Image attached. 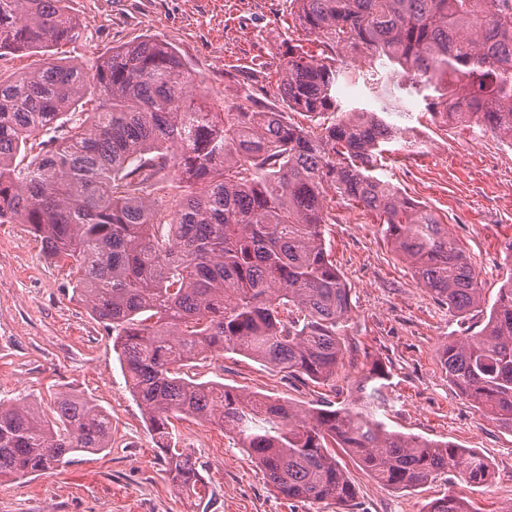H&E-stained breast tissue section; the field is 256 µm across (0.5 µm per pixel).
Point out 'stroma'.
I'll use <instances>...</instances> for the list:
<instances>
[{"instance_id": "obj_1", "label": "stroma", "mask_w": 512, "mask_h": 512, "mask_svg": "<svg viewBox=\"0 0 512 512\" xmlns=\"http://www.w3.org/2000/svg\"><path fill=\"white\" fill-rule=\"evenodd\" d=\"M67 4L81 35L54 47L55 58L88 65L134 39L168 41L209 87L215 112L241 103L257 112L275 108L283 41L315 56L322 49L299 29L290 0ZM373 70V77L341 82V104L383 113L387 122L426 137L417 153L393 145L378 175L447 224L480 276L481 307L464 321L449 312L417 284L372 216L337 197L328 204L324 236L348 283L351 312L349 349L335 386L290 379L226 352L197 362L190 373L307 408L349 399L357 380L381 362L389 372L390 428L477 451L491 465L488 485L472 489L445 474L411 492L389 489L343 454L339 460L357 491L353 506L291 500L265 481L233 434L181 419L175 433L197 458L209 489L203 500L187 497L166 475L158 438L125 385L106 330L74 295L70 265L49 257L26 225L0 224V399L29 394L47 405L70 386L112 420L111 448L80 455L62 471L0 483V512H426L449 491L469 497L481 512L512 501V433L471 405L439 358L462 327H483L499 288L512 278V145L488 129L442 122L384 64L374 62Z\"/></svg>"}]
</instances>
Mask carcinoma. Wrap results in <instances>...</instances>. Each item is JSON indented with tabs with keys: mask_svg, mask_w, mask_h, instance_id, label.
<instances>
[{
	"mask_svg": "<svg viewBox=\"0 0 512 512\" xmlns=\"http://www.w3.org/2000/svg\"><path fill=\"white\" fill-rule=\"evenodd\" d=\"M292 4L328 54L286 46L281 108L213 112L170 43L142 38L89 69L63 64L50 49L80 34L66 0H0V54L44 55L38 68L0 77V224L27 225L49 257L74 269V290L104 324L187 496L201 497L202 476L170 431L174 417L234 434L288 499L355 500L333 448L388 488L414 490L444 473L481 487L491 478L482 455L388 428L387 373L376 363L354 401L337 407L302 408L184 373L231 350L291 377L336 381L350 298L323 235L331 193L368 211L448 310L463 318L481 305L479 274L448 225L376 175L397 128L339 108L347 72L336 58L384 60L434 115L512 143V0ZM92 100L94 111L78 118ZM293 111L317 130L291 122ZM36 137L42 149L29 157ZM173 169L190 191L170 210L149 196ZM441 364L474 407L512 432V284L481 330L448 341ZM110 447L109 414L75 391L58 392L48 413L24 397L0 403V480L55 472ZM427 512L479 510L448 494Z\"/></svg>",
	"mask_w": 512,
	"mask_h": 512,
	"instance_id": "1",
	"label": "carcinoma"
}]
</instances>
